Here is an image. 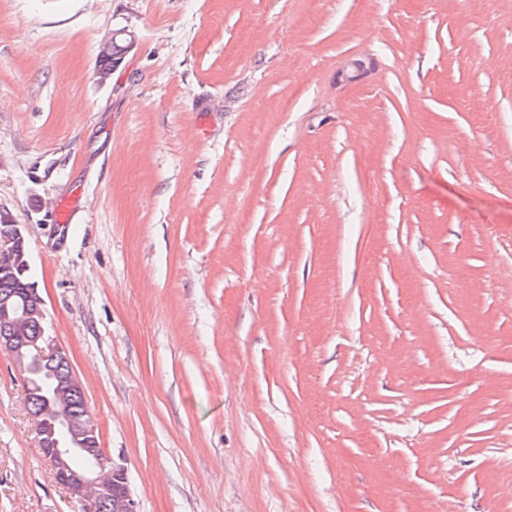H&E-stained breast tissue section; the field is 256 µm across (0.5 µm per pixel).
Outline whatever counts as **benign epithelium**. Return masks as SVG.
<instances>
[{
	"mask_svg": "<svg viewBox=\"0 0 512 512\" xmlns=\"http://www.w3.org/2000/svg\"><path fill=\"white\" fill-rule=\"evenodd\" d=\"M367 70L365 59H350L342 67L340 77L343 82L354 84L364 77ZM9 228V235L0 236V258L23 274L31 267L25 230L19 224H11ZM44 320L45 303L35 283L28 284L22 306L10 296L0 299V322L5 325V330L0 332V349L10 352L15 368L24 375L35 362L64 364L69 361L68 354L53 346L45 332L37 336L29 334L33 324ZM80 385V380L72 372L61 376L55 388L53 405L41 410L28 408L44 455L56 472L68 468V459L74 452L95 460L94 466L78 482L64 485L84 503V512H98L103 502L113 505L114 512H138L135 492L125 467L115 461L101 460L92 414L75 420L66 413L70 393Z\"/></svg>",
	"mask_w": 512,
	"mask_h": 512,
	"instance_id": "1",
	"label": "benign epithelium"
}]
</instances>
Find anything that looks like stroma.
Listing matches in <instances>:
<instances>
[{
  "label": "stroma",
  "mask_w": 512,
  "mask_h": 512,
  "mask_svg": "<svg viewBox=\"0 0 512 512\" xmlns=\"http://www.w3.org/2000/svg\"><path fill=\"white\" fill-rule=\"evenodd\" d=\"M0 212L138 512H512V0H0ZM119 36H126V37H123V39L127 43L126 49H125V43L120 39H117L115 44L113 43L115 41V39ZM134 42H135L134 36L132 35V32H129L128 30L119 31V32L113 34V36L109 39V41L106 40L101 46V51L104 53L107 52L108 49L110 48L111 44H112V49L108 54H102V53L100 54V63L101 64H100L99 73H101L103 75V77L108 75L109 72L112 70V57L119 55V56H117V58L121 59L122 56L133 47ZM124 49H125V51H124ZM119 60H115V63H114V59H113V63L117 64L119 62Z\"/></svg>",
  "instance_id": "35a3bbf8"
}]
</instances>
